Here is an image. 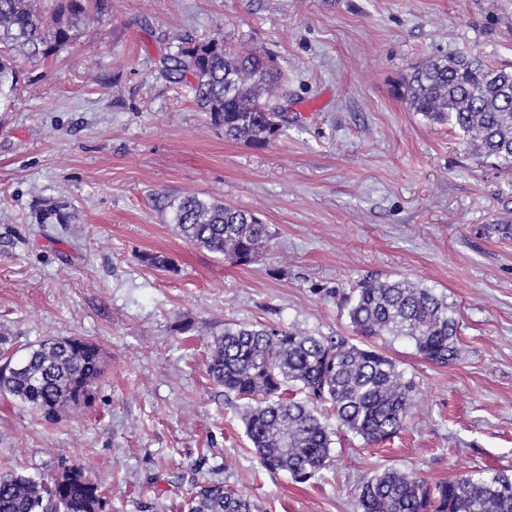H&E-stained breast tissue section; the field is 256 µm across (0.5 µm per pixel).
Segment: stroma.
<instances>
[{"instance_id": "1", "label": "stroma", "mask_w": 512, "mask_h": 512, "mask_svg": "<svg viewBox=\"0 0 512 512\" xmlns=\"http://www.w3.org/2000/svg\"><path fill=\"white\" fill-rule=\"evenodd\" d=\"M107 13L53 57L20 60L0 110V331L22 347L84 337L105 367L92 402L53 422L0 398V473L81 468L104 512H184L208 480L261 512H358L363 479L387 467L431 483L512 473V173L393 91L429 57L512 70V0H107ZM185 34L271 55L286 136L225 141L163 73ZM186 194L267 224L258 261L178 237L168 202ZM47 200L70 222L38 224ZM142 252L174 271L142 265ZM371 273L447 294L460 361L441 368L393 340L387 354L417 385L407 429L371 446L340 436L305 483L266 471L242 402L206 373L210 337L177 324L360 345L340 297Z\"/></svg>"}]
</instances>
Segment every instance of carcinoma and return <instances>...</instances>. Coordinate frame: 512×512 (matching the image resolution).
<instances>
[{
  "label": "carcinoma",
  "instance_id": "obj_1",
  "mask_svg": "<svg viewBox=\"0 0 512 512\" xmlns=\"http://www.w3.org/2000/svg\"><path fill=\"white\" fill-rule=\"evenodd\" d=\"M106 0H0V44L28 60L71 45L80 25L106 18ZM165 72L189 82L193 101L224 139L266 147L285 134L288 121L268 107L279 74L257 51L235 52L220 39H179ZM16 61L0 54V108L10 107L19 83ZM398 97L435 123L449 124L481 156L512 172V71L476 57L428 58L398 88ZM171 223L189 244L234 264H252L269 239L253 214L185 195L169 202ZM56 203L39 209L40 224H66ZM140 263L173 271L158 253ZM357 336L403 337L432 364L458 363V319L448 297L407 278L363 277L342 300ZM0 397H11L48 418L88 405L104 374L100 347L81 337L47 339L21 351L0 332ZM207 374L227 396L246 401L242 420L259 464L306 482L330 466L332 432L318 408L329 406L338 428L367 445L401 431L415 406L416 385L390 356L343 336L314 335L264 324H226L214 337ZM293 386L302 394L286 400ZM360 512H512V474L481 471L428 484L415 470L389 467L363 480ZM0 512H103L98 486L82 469L50 479L0 474ZM184 512H258V505L220 481L196 485Z\"/></svg>",
  "mask_w": 512,
  "mask_h": 512
}]
</instances>
